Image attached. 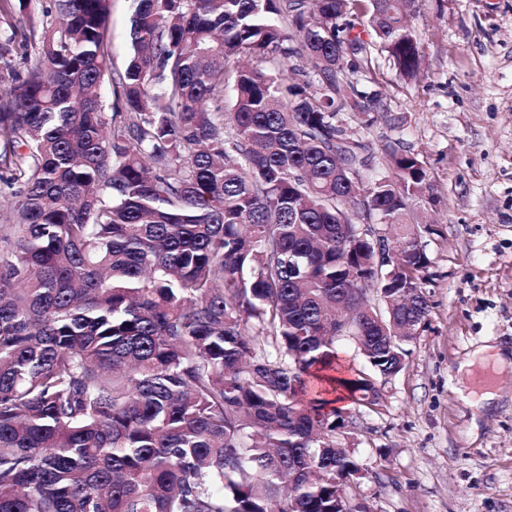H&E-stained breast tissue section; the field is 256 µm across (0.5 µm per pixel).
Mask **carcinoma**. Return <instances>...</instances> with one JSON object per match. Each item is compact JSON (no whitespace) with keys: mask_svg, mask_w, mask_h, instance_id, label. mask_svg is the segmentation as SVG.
Returning <instances> with one entry per match:
<instances>
[{"mask_svg":"<svg viewBox=\"0 0 512 512\" xmlns=\"http://www.w3.org/2000/svg\"><path fill=\"white\" fill-rule=\"evenodd\" d=\"M130 2L124 70L112 0H54L19 71L0 0V512H361L324 395L377 406L405 368L435 198L390 144L364 175L340 114L384 116L351 80L375 47L417 76L416 0ZM360 299L369 372L333 376ZM130 0H112L109 45L112 68L122 69L131 51L129 40Z\"/></svg>","mask_w":512,"mask_h":512,"instance_id":"cac0c4a2","label":"carcinoma"}]
</instances>
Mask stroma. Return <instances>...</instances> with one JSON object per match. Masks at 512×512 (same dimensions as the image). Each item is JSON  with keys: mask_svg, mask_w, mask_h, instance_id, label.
Here are the masks:
<instances>
[{"mask_svg": "<svg viewBox=\"0 0 512 512\" xmlns=\"http://www.w3.org/2000/svg\"><path fill=\"white\" fill-rule=\"evenodd\" d=\"M411 24L420 73L401 79L379 55L378 80L358 88L388 115L361 135L374 167L388 143L425 163L431 312L381 405L348 403L345 446L370 512H512V368L488 414L457 392L476 345H512V0H419ZM129 28L130 0H112L113 69L131 51Z\"/></svg>", "mask_w": 512, "mask_h": 512, "instance_id": "1", "label": "stroma"}]
</instances>
